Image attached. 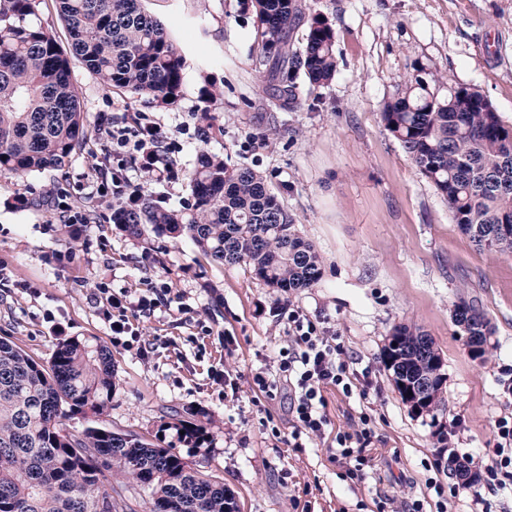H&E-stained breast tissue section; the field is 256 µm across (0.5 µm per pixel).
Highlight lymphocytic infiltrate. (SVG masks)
I'll list each match as a JSON object with an SVG mask.
<instances>
[{"label":"lymphocytic infiltrate","instance_id":"lymphocytic-infiltrate-1","mask_svg":"<svg viewBox=\"0 0 512 512\" xmlns=\"http://www.w3.org/2000/svg\"><path fill=\"white\" fill-rule=\"evenodd\" d=\"M98 138L102 151L118 164L111 184L98 185V194H113L125 205L137 203L141 186L129 180L121 169L129 157L138 160L141 171L155 183L171 182L167 153L172 145L164 140L158 127L139 122L104 125L98 130ZM93 297L102 304L113 348L136 351L143 359L152 354L154 344L141 333L138 318L170 310L181 300L180 293L172 288L151 284L135 292L99 288ZM276 316L288 329V344L278 350L269 365L252 372L250 388L269 398L276 397L280 389H287L291 429L282 437L287 447L301 452L314 440L333 434L331 461L341 467L343 477L352 483L366 482L373 471L371 418L361 415L356 429L351 431L334 430L326 411L324 391L330 387L344 396L356 394L365 399L370 395L369 383L361 381L343 347L329 336L327 328L288 302L277 308Z\"/></svg>","mask_w":512,"mask_h":512}]
</instances>
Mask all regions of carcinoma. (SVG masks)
Here are the masks:
<instances>
[{"instance_id": "obj_1", "label": "carcinoma", "mask_w": 512, "mask_h": 512, "mask_svg": "<svg viewBox=\"0 0 512 512\" xmlns=\"http://www.w3.org/2000/svg\"><path fill=\"white\" fill-rule=\"evenodd\" d=\"M72 54L108 87L168 105L184 92V60L163 25L140 0H56ZM41 0H0V173L24 177L59 170L88 138L69 57L39 15ZM254 15L258 72L285 110L301 105V81L319 86L336 75L335 31L307 19L301 46L294 30L299 0H247ZM437 82L412 74L384 103V129L448 203L452 220L482 251L512 253V127L475 88L440 97ZM192 203L175 211L146 193L128 208L112 206V223L133 238L184 236L223 265L243 264L281 294L312 288L323 277L314 246L258 171L200 152L188 175ZM455 322L473 336L489 325L462 299ZM432 338L406 325L393 329L381 358L393 382L434 374ZM112 353L94 337L62 341L44 365L0 338V512H133L127 492L148 493L146 512H225L224 481L190 467L175 445L64 420L104 415L115 388ZM204 411L168 425L179 443L207 441Z\"/></svg>"}]
</instances>
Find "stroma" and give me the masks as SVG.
Instances as JSON below:
<instances>
[{
    "label": "stroma",
    "instance_id": "35a3bbf8",
    "mask_svg": "<svg viewBox=\"0 0 512 512\" xmlns=\"http://www.w3.org/2000/svg\"><path fill=\"white\" fill-rule=\"evenodd\" d=\"M335 30L339 68L328 84L304 89L302 104L281 110L257 69L254 20L243 0H141L185 61L184 93L156 105L112 90L72 60L71 77L89 136L63 170L22 178L0 175V337L49 363L61 337L109 342L93 288L140 287L160 277L182 307L140 318L156 349L149 359L116 350V387L107 426L155 436L173 415L197 407L209 417V445L181 448L190 465L224 481L242 512H379L393 498L432 512L428 480L440 483L450 512H512V494L484 482L463 483L449 451L471 468L496 458L494 423L512 414V254L480 251L452 220L448 205L400 143L384 130L380 108L414 72L432 91L470 86L512 125V0H302ZM224 95L208 100L213 89ZM216 118V129L199 121ZM135 115L175 139L176 182L148 184L153 198L180 210L189 200L187 172L200 151L253 168L294 214L320 254V283L283 296L242 265H218L185 237L136 240L112 222V198L97 194L111 181L96 131ZM81 202L94 208L77 247L58 216ZM62 252L56 260L54 252ZM473 301L493 327L484 360L473 359L453 322L459 299ZM290 301L324 321L357 370H369L371 398L324 393L334 428L369 414L377 437V473L366 483L343 480L329 460L330 440L290 455L272 437L287 429V400L254 405L250 390L225 402L211 379L228 367L250 376L266 354L284 345L275 317ZM64 322L63 336L51 319ZM421 328L444 359L443 401L435 415L411 412L400 399L381 350L395 326ZM236 340L233 355L223 335ZM452 432L451 441L442 433Z\"/></svg>",
    "mask_w": 512,
    "mask_h": 512
}]
</instances>
